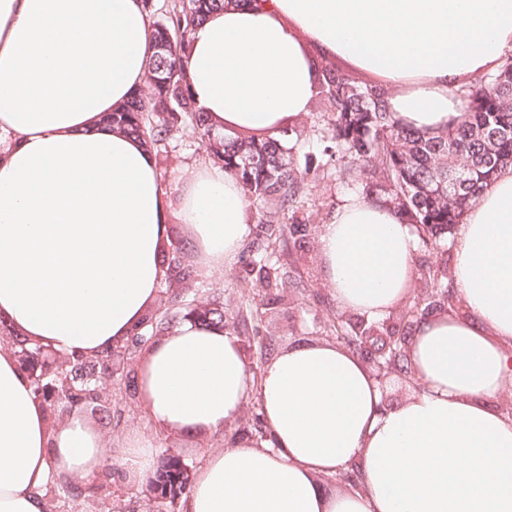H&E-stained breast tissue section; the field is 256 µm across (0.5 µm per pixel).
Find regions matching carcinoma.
<instances>
[{"label":"carcinoma","mask_w":512,"mask_h":512,"mask_svg":"<svg viewBox=\"0 0 512 512\" xmlns=\"http://www.w3.org/2000/svg\"><path fill=\"white\" fill-rule=\"evenodd\" d=\"M152 21L156 44L175 36L166 53L153 52L147 65L146 83L124 106L107 116V122L138 138L150 149L166 142L174 133L187 131L204 140L210 159L235 176L245 202L257 207L258 223L269 225V236L279 239L291 232L284 224L288 213L312 191L310 168H299L288 147L289 120L276 135L243 131L234 138L213 130L207 113L197 109L185 65L186 49L193 27L213 9L228 0H170L167 8L155 0H142ZM315 81L311 98L323 116L326 142L322 154L336 163V176L352 186L368 178L366 195L391 205L409 224L421 230L425 245L442 249L448 234L463 223L467 211L502 169L512 166V54L501 58L492 71L463 83L466 105L461 120L437 133L421 132L396 120L388 107L389 92L376 80L357 76L330 62L322 54L314 57ZM274 251H265L253 261L258 286L270 288L268 271ZM167 279L181 286L155 312L142 320V333L157 336L178 318L195 317L205 325L224 324V304L201 305L197 300L198 271L187 262L185 248L176 246L163 255ZM422 289L398 316L397 332L370 341L378 360L392 377L418 385L407 358L408 342L419 317L435 298L455 293L448 269H429L421 274ZM326 333L357 355L365 351L362 336L369 326L336 320ZM0 342L11 350L21 349L26 339L0 324ZM35 394L46 413H61L93 404L101 418L112 422V392L135 402L136 375L126 372L114 378L100 358L63 357L62 365L49 376L33 381ZM189 488V474L180 457L163 455L151 492L159 505L175 512ZM50 497L47 512H79L83 489L72 482L52 481L45 489Z\"/></svg>","instance_id":"obj_1"}]
</instances>
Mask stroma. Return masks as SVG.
Segmentation results:
<instances>
[{"label":"stroma","instance_id":"35a3bbf8","mask_svg":"<svg viewBox=\"0 0 512 512\" xmlns=\"http://www.w3.org/2000/svg\"><path fill=\"white\" fill-rule=\"evenodd\" d=\"M296 132L289 135L297 164L313 161L321 142L322 121L319 113L310 112L295 121ZM162 188L172 205H179L188 180L201 168L209 166L205 141L189 133H177L154 152ZM348 188L336 179L335 165H317L314 188L304 205L296 211L293 222L307 226V236L301 247L286 244L281 256L282 268L291 279L302 281L301 295H287L283 301H274L273 290L256 287L257 272L251 261L258 249L268 243L269 233L257 222L255 209H248L247 222L250 232L232 263L214 270L204 266L199 253H192L191 260L198 265L202 280L208 288L200 294L202 303H223L229 318L225 331H232V317L237 314L240 300H251L262 315L257 327L260 335L274 340L278 348L285 349L302 340H325L323 327L327 320L343 316L344 311L326 283L318 252V232L321 224L346 196ZM259 411L257 398H250L239 417L230 423L225 434H236L237 444H245L256 422ZM87 419L94 423L113 453L107 466H118L117 452L131 433L154 436L158 452H171L180 456L189 470H196L207 453L226 448L225 434L202 436L187 442L169 435H155L154 426L141 404L122 405L120 413L111 422L100 421L97 413L87 412Z\"/></svg>","mask_w":512,"mask_h":512}]
</instances>
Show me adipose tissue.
Wrapping results in <instances>:
<instances>
[{
  "mask_svg": "<svg viewBox=\"0 0 512 512\" xmlns=\"http://www.w3.org/2000/svg\"><path fill=\"white\" fill-rule=\"evenodd\" d=\"M311 44L387 87L395 118L438 132L462 115L461 83L512 50V0H234L190 35L197 107L228 136L278 133L309 110ZM152 51L141 0H0V318L48 351L100 356L130 339L164 278L172 219L212 269L248 232L231 174L202 168L171 211L153 152L106 123ZM418 243L392 207L349 193L318 234L339 306L387 319ZM452 274L464 313L415 327L421 387L392 406L333 343L293 344L257 378L219 325L181 319L149 343L137 388L158 429L222 433L254 394L267 427L260 445L208 453L182 512H512V417L497 405L512 375V168L460 225ZM105 455L81 411L50 427L0 349V512H46L50 480L96 482ZM156 456L152 438L127 436L123 480L146 484ZM352 469L359 486L321 482Z\"/></svg>",
  "mask_w": 512,
  "mask_h": 512,
  "instance_id": "ef3b65f1",
  "label": "adipose tissue"
}]
</instances>
